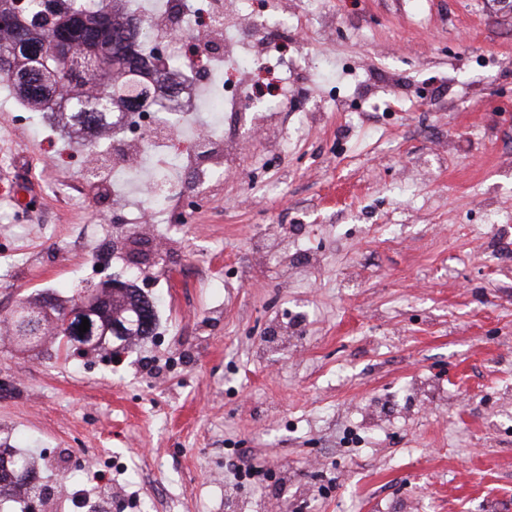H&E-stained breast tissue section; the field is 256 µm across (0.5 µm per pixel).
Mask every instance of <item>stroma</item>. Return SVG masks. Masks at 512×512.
I'll return each mask as SVG.
<instances>
[{"mask_svg": "<svg viewBox=\"0 0 512 512\" xmlns=\"http://www.w3.org/2000/svg\"><path fill=\"white\" fill-rule=\"evenodd\" d=\"M276 112L205 123L224 173L166 218L0 87V320L165 245L164 345L0 343V444L122 512H512V0H278ZM270 482L233 483L231 449Z\"/></svg>", "mask_w": 512, "mask_h": 512, "instance_id": "stroma-1", "label": "stroma"}]
</instances>
